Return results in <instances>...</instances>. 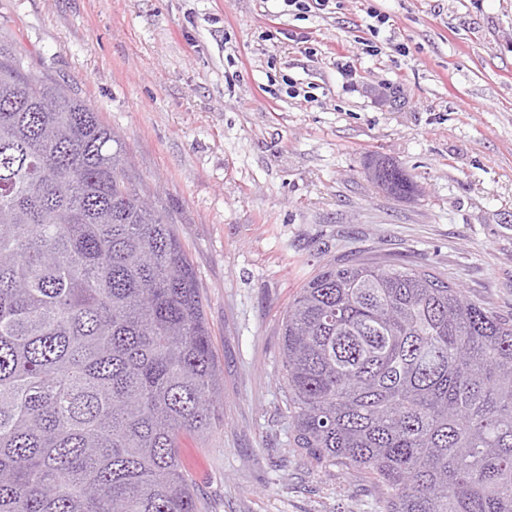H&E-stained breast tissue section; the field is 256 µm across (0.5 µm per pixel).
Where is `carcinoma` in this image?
<instances>
[{"label":"carcinoma","mask_w":512,"mask_h":512,"mask_svg":"<svg viewBox=\"0 0 512 512\" xmlns=\"http://www.w3.org/2000/svg\"><path fill=\"white\" fill-rule=\"evenodd\" d=\"M130 144L0 41V512H198L224 424L193 266ZM371 180L410 197L398 164ZM293 447L385 512H512V319L434 271L328 262L281 321Z\"/></svg>","instance_id":"cac0c4a2"}]
</instances>
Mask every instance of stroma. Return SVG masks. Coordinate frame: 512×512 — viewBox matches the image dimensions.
Returning <instances> with one entry per match:
<instances>
[{
  "instance_id": "stroma-1",
  "label": "stroma",
  "mask_w": 512,
  "mask_h": 512,
  "mask_svg": "<svg viewBox=\"0 0 512 512\" xmlns=\"http://www.w3.org/2000/svg\"><path fill=\"white\" fill-rule=\"evenodd\" d=\"M0 35L125 136L193 263L224 370L223 427L183 450L201 512H383L365 475L293 447L281 320L322 264L362 254L512 318V0H0ZM374 156L415 196L367 178Z\"/></svg>"
}]
</instances>
